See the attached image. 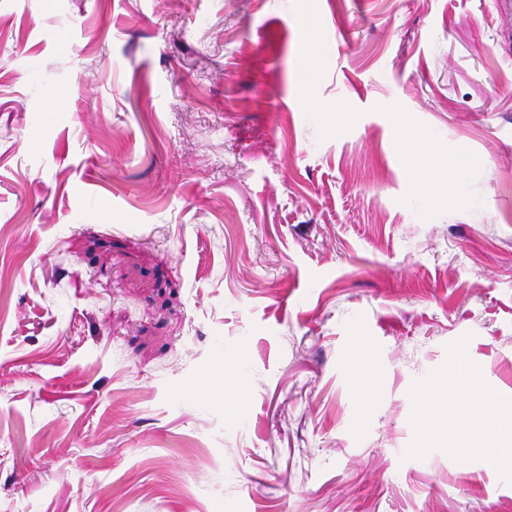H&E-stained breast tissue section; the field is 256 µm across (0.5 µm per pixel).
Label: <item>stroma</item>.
Returning <instances> with one entry per match:
<instances>
[{"instance_id": "stroma-1", "label": "stroma", "mask_w": 512, "mask_h": 512, "mask_svg": "<svg viewBox=\"0 0 512 512\" xmlns=\"http://www.w3.org/2000/svg\"><path fill=\"white\" fill-rule=\"evenodd\" d=\"M467 361L512 398V0H0V512H512L407 454ZM399 149L405 160L408 175L420 186L422 196L428 199L434 174L420 166L419 158L434 149L430 137L424 133L413 134L408 140L400 143Z\"/></svg>"}]
</instances>
